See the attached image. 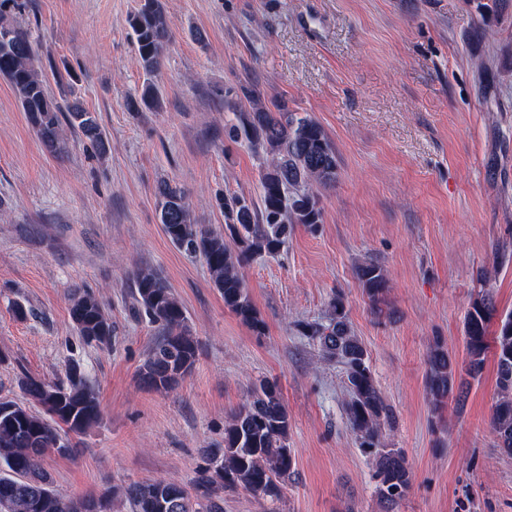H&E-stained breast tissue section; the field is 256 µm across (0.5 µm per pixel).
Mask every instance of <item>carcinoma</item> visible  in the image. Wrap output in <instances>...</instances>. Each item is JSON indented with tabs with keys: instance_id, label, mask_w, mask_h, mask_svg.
<instances>
[{
	"instance_id": "cac0c4a2",
	"label": "carcinoma",
	"mask_w": 512,
	"mask_h": 512,
	"mask_svg": "<svg viewBox=\"0 0 512 512\" xmlns=\"http://www.w3.org/2000/svg\"><path fill=\"white\" fill-rule=\"evenodd\" d=\"M8 2L0 0V77L11 85L42 145L53 154L64 152L66 124L106 150L96 113L77 104L65 108L49 96L30 34L4 10ZM129 26L146 79L141 93L130 97L126 107L131 112L155 111L162 102L150 77L160 67L169 41L164 0H140ZM242 94L249 108L236 113L228 134L247 142L261 159L259 202L238 195L217 199L225 223L224 232L217 233L194 222L182 187L163 180L156 194L159 223L166 236L176 247L202 258L224 306L261 335L266 324L250 297L243 275L245 263L253 257L277 255L299 224L310 233L317 232L323 223L318 190L336 184L340 161L325 130L310 115L293 112L283 102H269L255 88H245ZM356 277L371 305L381 310L389 288L387 270L367 262L357 268ZM133 280L134 312L156 331L141 377L157 391L172 390L193 368L198 341L184 306L160 271L140 267ZM495 312L486 293L473 300L468 310L466 372L473 378L483 369L487 329ZM70 316L87 341L111 342L114 326L94 292L73 293ZM296 328L319 348L324 360L344 368L347 424L372 461L378 497L390 504L404 499L412 488V471L401 449L385 443L393 412L379 391L366 349L353 334L343 299H332L327 322H300ZM495 356L499 393L491 431L498 448L512 455V314L497 322ZM455 377V362L441 342H435L427 357V384L434 408L453 394ZM21 388L45 414L0 399V512H112V502L118 498L127 500L133 512H224V493L242 490L275 499L294 474L288 408L277 384L262 380L253 386L245 403L225 415L224 443L204 450L194 492L162 477L114 487L97 499H66L53 488L44 458L52 450L70 454L68 435L79 434L100 419L94 381L79 363L72 362L66 381L27 376Z\"/></svg>"
}]
</instances>
